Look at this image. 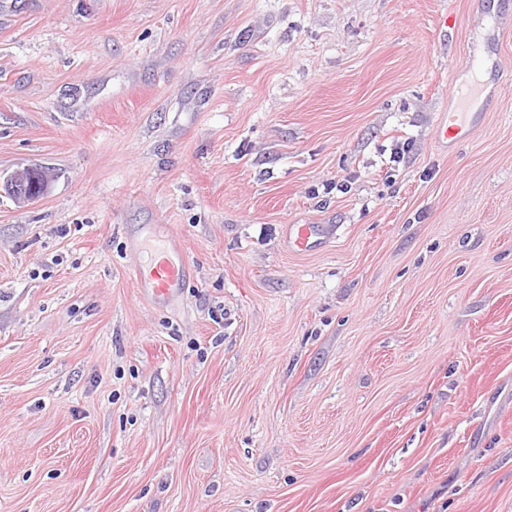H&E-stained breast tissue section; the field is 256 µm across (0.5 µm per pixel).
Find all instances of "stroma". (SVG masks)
<instances>
[{"mask_svg": "<svg viewBox=\"0 0 512 512\" xmlns=\"http://www.w3.org/2000/svg\"><path fill=\"white\" fill-rule=\"evenodd\" d=\"M22 164L0 512H512V0H0ZM40 176H36V172ZM42 169L27 165L23 168H18L11 172L9 175L3 177L0 174V193H7L18 204H33L41 195H44V189L41 182ZM36 184L35 187L33 184ZM187 272V263L181 259L178 265L160 259L149 270L141 271V288H153L158 292H169L176 288Z\"/></svg>", "mask_w": 512, "mask_h": 512, "instance_id": "35a3bbf8", "label": "stroma"}]
</instances>
